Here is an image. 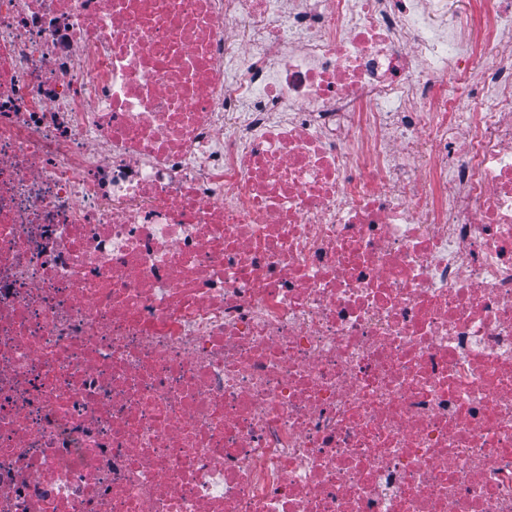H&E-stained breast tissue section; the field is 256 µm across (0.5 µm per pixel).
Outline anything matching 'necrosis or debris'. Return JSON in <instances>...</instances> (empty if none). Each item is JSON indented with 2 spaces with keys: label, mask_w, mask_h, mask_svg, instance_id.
<instances>
[{
  "label": "necrosis or debris",
  "mask_w": 512,
  "mask_h": 512,
  "mask_svg": "<svg viewBox=\"0 0 512 512\" xmlns=\"http://www.w3.org/2000/svg\"><path fill=\"white\" fill-rule=\"evenodd\" d=\"M0 0V512H512V0Z\"/></svg>",
  "instance_id": "obj_1"
}]
</instances>
